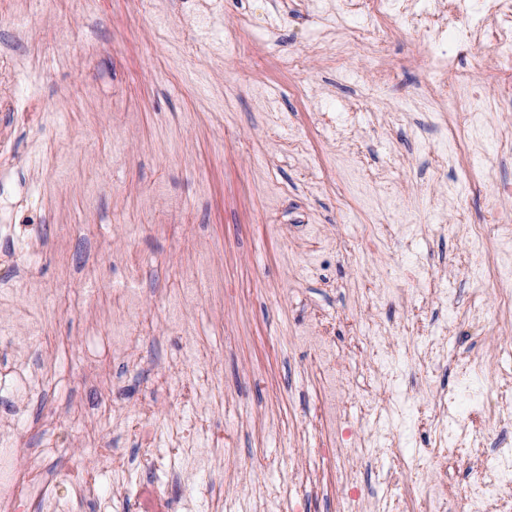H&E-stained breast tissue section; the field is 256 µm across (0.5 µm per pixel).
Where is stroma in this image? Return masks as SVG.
Segmentation results:
<instances>
[{
    "instance_id": "obj_1",
    "label": "stroma",
    "mask_w": 512,
    "mask_h": 512,
    "mask_svg": "<svg viewBox=\"0 0 512 512\" xmlns=\"http://www.w3.org/2000/svg\"><path fill=\"white\" fill-rule=\"evenodd\" d=\"M447 8L378 43L369 0H0V370L29 378L0 448L42 474L28 512H143L147 487L160 512H389L395 456L456 497L512 445L433 467L420 412L481 409L512 342L511 309L466 319L500 288L468 241L512 214V60L452 30L436 70L419 30Z\"/></svg>"
}]
</instances>
